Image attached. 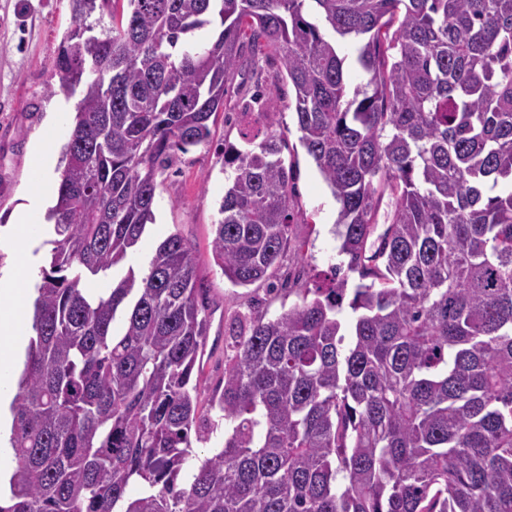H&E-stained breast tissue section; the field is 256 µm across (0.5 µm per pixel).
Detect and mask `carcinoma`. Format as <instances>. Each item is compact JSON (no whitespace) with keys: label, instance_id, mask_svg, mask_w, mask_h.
<instances>
[{"label":"carcinoma","instance_id":"cac0c4a2","mask_svg":"<svg viewBox=\"0 0 512 512\" xmlns=\"http://www.w3.org/2000/svg\"><path fill=\"white\" fill-rule=\"evenodd\" d=\"M118 2L72 0L56 59L79 100L0 512H512V0H127L120 20ZM345 44L367 75L351 95ZM274 63L347 262L232 323L210 390L184 239L103 295L83 284L155 223L158 179L208 141L239 69ZM259 100L224 148L211 242L240 287L280 267L291 224ZM221 420L223 445L178 487Z\"/></svg>","mask_w":512,"mask_h":512}]
</instances>
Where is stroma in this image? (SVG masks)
<instances>
[{
    "mask_svg": "<svg viewBox=\"0 0 512 512\" xmlns=\"http://www.w3.org/2000/svg\"><path fill=\"white\" fill-rule=\"evenodd\" d=\"M71 15V0H0L1 228L8 227L27 203L29 153L51 116L60 120V142L69 138L74 111L55 60ZM274 76L271 67L258 79L251 70L239 71L208 142L178 154L163 176L156 192V222L128 258L134 268H145L156 245L173 233L195 248L197 286L212 312L204 356V373L212 383L221 376L225 357L233 353L225 335L234 319L257 310L271 316L287 310L297 300L280 289L287 274L299 276L300 287L311 288L342 260L335 234L336 201L299 143L294 92ZM258 85L269 91L263 109L276 115L274 131L285 143L282 158L292 174L291 250L268 283L244 288L224 278L213 261L210 242L231 173L224 165V149L240 144L239 110Z\"/></svg>",
    "mask_w": 512,
    "mask_h": 512,
    "instance_id": "stroma-1",
    "label": "stroma"
}]
</instances>
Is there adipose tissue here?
Segmentation results:
<instances>
[{
  "mask_svg": "<svg viewBox=\"0 0 512 512\" xmlns=\"http://www.w3.org/2000/svg\"><path fill=\"white\" fill-rule=\"evenodd\" d=\"M58 138L57 126L47 125L31 158L34 177L28 191L29 203L9 230L18 249L11 268L0 273V498L9 490L7 462L13 454L9 406L17 391L16 365L34 334L33 299L26 288L33 268L22 245L35 227L46 221L45 202L57 164Z\"/></svg>",
  "mask_w": 512,
  "mask_h": 512,
  "instance_id": "1",
  "label": "adipose tissue"
}]
</instances>
